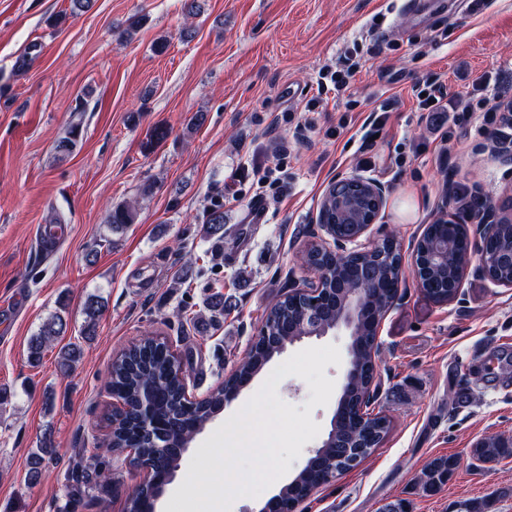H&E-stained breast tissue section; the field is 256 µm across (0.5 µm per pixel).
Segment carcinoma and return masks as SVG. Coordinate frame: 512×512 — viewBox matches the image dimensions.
Segmentation results:
<instances>
[{
	"label": "carcinoma",
	"instance_id": "1",
	"mask_svg": "<svg viewBox=\"0 0 512 512\" xmlns=\"http://www.w3.org/2000/svg\"><path fill=\"white\" fill-rule=\"evenodd\" d=\"M81 137V122L73 121L65 135L56 141L55 150L59 154L69 155L76 150ZM136 216L134 204L120 202L107 211L106 224L112 232L119 233L134 223ZM203 234L207 239L224 241L223 204L212 205ZM465 253L466 247L461 245L457 248V254L448 259V264L429 271L428 280L436 300H443L448 293L446 284L449 268L458 265ZM398 292L394 261L376 263L374 282L365 289L369 313L360 327L358 339L353 343L355 375L342 393L345 405L339 413L336 437L330 440L327 447L309 458L295 476L294 482L280 489L282 503L300 501L316 486L326 484L336 475L360 464L388 433L391 424L388 416L368 411L361 416L358 405L369 383L371 350L376 339L372 311L390 307ZM84 313L86 320L81 335L92 336L103 313V303L97 296H89L84 304ZM271 313L276 318L265 320L267 331H259L247 356L238 362L227 379L228 389L236 388L240 382L260 372L278 346L287 345L306 332L298 316L295 297L282 295ZM65 329L66 321L62 316L54 314L47 318L30 337V359L40 360L43 350L62 335ZM82 355V347L76 342L60 349L59 371L64 374L71 372ZM179 362L180 356L171 351L165 340L149 336L145 337L144 342L126 349L112 362L107 387L125 403L126 411L115 418L116 426L105 442L106 453L122 454L134 448L136 456L130 458L131 465H136V457L143 455L155 458L159 465V470L155 472L157 476L177 470L182 459L177 449L188 447L192 434L211 420L216 408L224 406L222 391L212 392L204 401L190 403L183 386L174 376V368ZM145 398L152 401L156 427L153 432L141 435L135 420L139 404ZM509 456H512V440L500 435L484 437L470 449L471 459L480 463L497 462ZM458 466L459 459L456 456H434L422 468L417 481L424 492L434 495L447 485Z\"/></svg>",
	"mask_w": 512,
	"mask_h": 512
}]
</instances>
